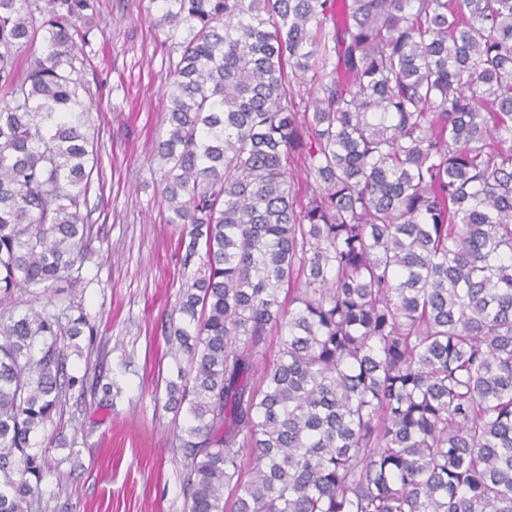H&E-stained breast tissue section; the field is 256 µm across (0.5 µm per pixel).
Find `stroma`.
Returning a JSON list of instances; mask_svg holds the SVG:
<instances>
[{"instance_id": "1", "label": "stroma", "mask_w": 512, "mask_h": 512, "mask_svg": "<svg viewBox=\"0 0 512 512\" xmlns=\"http://www.w3.org/2000/svg\"><path fill=\"white\" fill-rule=\"evenodd\" d=\"M99 3L85 69L99 130L86 209L93 255L73 292L97 334L69 341L67 371L103 377L113 401L70 392L33 441L44 459L33 512H183L174 432L185 417L153 398L176 376L165 325L183 274L182 231L165 221L154 156L170 44L154 0Z\"/></svg>"}]
</instances>
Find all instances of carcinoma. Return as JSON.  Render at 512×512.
I'll return each mask as SVG.
<instances>
[{
    "label": "carcinoma",
    "instance_id": "1",
    "mask_svg": "<svg viewBox=\"0 0 512 512\" xmlns=\"http://www.w3.org/2000/svg\"><path fill=\"white\" fill-rule=\"evenodd\" d=\"M158 2L185 512H512V0ZM98 14L0 0V512L67 394L112 400L61 345L94 335Z\"/></svg>",
    "mask_w": 512,
    "mask_h": 512
}]
</instances>
